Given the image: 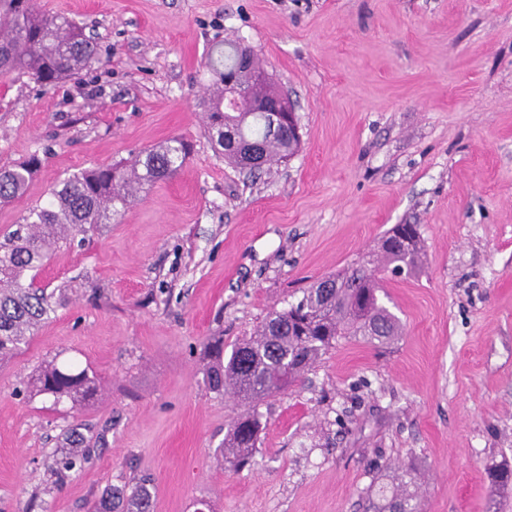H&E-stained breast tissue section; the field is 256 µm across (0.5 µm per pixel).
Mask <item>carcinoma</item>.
Masks as SVG:
<instances>
[{"label":"carcinoma","mask_w":512,"mask_h":512,"mask_svg":"<svg viewBox=\"0 0 512 512\" xmlns=\"http://www.w3.org/2000/svg\"><path fill=\"white\" fill-rule=\"evenodd\" d=\"M239 44L209 57V66L224 78V70L237 68ZM94 43L82 27L63 14L40 10L35 0H0V76L26 77L40 87L73 76L96 60ZM224 94L210 99L215 111L206 113L211 143L224 161L244 166L242 150L255 148L257 169L274 160L288 159L301 142L288 140V129L272 135L269 116L246 100L238 111L219 112ZM190 144L171 137L145 149L130 162L95 167L59 181L48 200L29 209L22 223L0 240V362L12 358L36 330L67 300V285L52 291L37 284V276L49 252L70 245L77 236L99 231L111 223L145 189L169 180L186 162ZM37 154L17 164L0 166V204L12 203L24 194L39 171ZM422 240L417 224H396L382 238L383 266L391 272L411 273L421 262ZM379 267L370 262L353 264L329 276L336 287L315 283L295 304L272 312L257 334L236 344L224 356V337L211 336L204 345L208 365L206 384L212 392H232L247 405L233 422L219 453L231 451L236 463L251 458L264 430L257 403L286 390L321 361L345 336H360L371 345L390 344L402 335L400 319L379 302ZM27 393L45 396L58 404L67 399L73 407L92 402L100 393V379L74 363L50 362L24 383ZM85 457L72 455L55 463L54 474L64 483L80 470ZM385 505L381 512H416L413 494L380 490ZM148 479L142 478L131 493L106 492L94 501L91 512H152Z\"/></svg>","instance_id":"obj_1"}]
</instances>
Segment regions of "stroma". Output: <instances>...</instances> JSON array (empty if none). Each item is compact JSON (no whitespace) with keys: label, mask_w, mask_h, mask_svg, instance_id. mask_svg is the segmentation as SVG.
<instances>
[{"label":"stroma","mask_w":512,"mask_h":512,"mask_svg":"<svg viewBox=\"0 0 512 512\" xmlns=\"http://www.w3.org/2000/svg\"><path fill=\"white\" fill-rule=\"evenodd\" d=\"M98 59L44 89L0 78V166L38 154L0 236L54 184L172 136L192 154L83 245L45 288L71 299L0 362V512H87L152 479L153 512H373L410 474L417 512H512V0H41ZM252 46L293 103L299 151L252 178L206 130L210 49ZM416 224L421 268L385 275L404 334L335 348L257 409L250 466L218 459L244 405L205 385L204 344L232 349L305 288ZM73 360L104 391L72 408L23 391ZM90 457L67 483L71 428Z\"/></svg>","instance_id":"35a3bbf8"}]
</instances>
